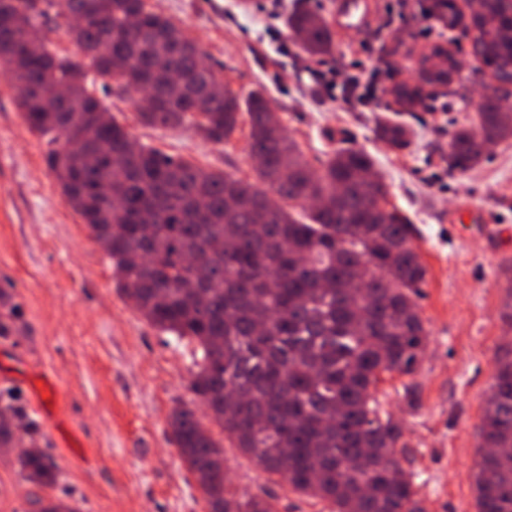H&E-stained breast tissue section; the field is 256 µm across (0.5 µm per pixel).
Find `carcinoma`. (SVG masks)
<instances>
[{
  "label": "carcinoma",
  "mask_w": 512,
  "mask_h": 512,
  "mask_svg": "<svg viewBox=\"0 0 512 512\" xmlns=\"http://www.w3.org/2000/svg\"><path fill=\"white\" fill-rule=\"evenodd\" d=\"M92 2L0 0V68L13 77L28 128L60 143L48 167L110 257L125 298L152 326L195 346L190 389L223 438L186 406L172 410L170 427L209 512H278L271 497L244 498L226 480V440L331 512H424L396 456L402 426L375 391L385 374L413 373L426 349L414 296L427 269L410 225L387 207L370 156L339 149L313 172L267 97L240 98L147 0H100L90 11ZM50 23L79 58L49 50ZM469 26L476 57L497 78L511 71L512 0H481ZM287 29L310 56L336 49V34L312 11L295 9ZM451 62L439 60L425 84L444 83ZM166 65L188 75L191 88L142 96L145 79ZM99 90L132 97L145 126L189 123L215 144L247 121L262 186L140 143ZM393 94L409 107L422 89L399 85ZM507 105L490 87L477 112L481 134H451V169L464 173L489 144L512 139ZM379 134L398 149L408 144L401 126L382 123ZM0 306L7 339L17 311L2 288ZM479 436L476 512H512V348L497 360ZM41 437L15 391L1 390L0 452L27 449L16 463L46 488L59 467Z\"/></svg>",
  "instance_id": "obj_1"
}]
</instances>
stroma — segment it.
Returning a JSON list of instances; mask_svg holds the SVG:
<instances>
[{
  "mask_svg": "<svg viewBox=\"0 0 512 512\" xmlns=\"http://www.w3.org/2000/svg\"><path fill=\"white\" fill-rule=\"evenodd\" d=\"M196 40L218 78L240 97L261 89L310 166L330 151L367 152L387 186L389 205L413 227L428 274L416 298L428 347L411 375H384L376 397L403 427L398 457L414 476L426 512H476L470 475L478 459L482 410L501 347L512 330L501 319L503 263L512 264V139L490 145L481 163L461 173L448 166V140L471 125L490 74L460 31L425 16L423 0H371L361 34L337 40L327 64L348 73L369 63V104L343 93L329 98L311 73L317 61L296 40L287 52L272 41L297 7L327 16L330 0H148ZM449 42L460 62L454 81L428 86L404 108L393 85L417 84L420 58ZM103 104L141 143L165 154L254 180L240 128L226 144L190 126L146 127L129 97ZM404 125L410 143L391 148L379 122ZM49 144L25 125L9 74L0 70V289L19 312L10 339L0 338V389L16 388L38 421L41 448L60 473L42 497L76 501L80 512H208L195 476L172 440V409L195 405L191 350L154 328L126 301L108 255L64 200L45 157ZM490 212L494 230L459 212L463 203ZM55 391L42 395L44 381ZM416 391L408 405L407 388ZM224 470L239 493L267 495L278 512H327L225 447ZM32 486L13 456L0 454V512H29Z\"/></svg>",
  "mask_w": 512,
  "mask_h": 512,
  "instance_id": "35a3bbf8",
  "label": "stroma"
}]
</instances>
